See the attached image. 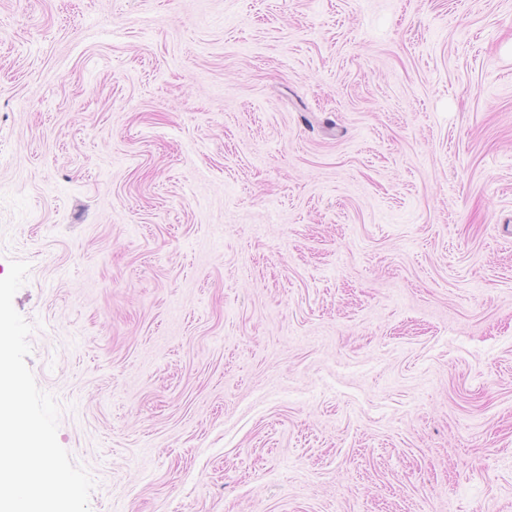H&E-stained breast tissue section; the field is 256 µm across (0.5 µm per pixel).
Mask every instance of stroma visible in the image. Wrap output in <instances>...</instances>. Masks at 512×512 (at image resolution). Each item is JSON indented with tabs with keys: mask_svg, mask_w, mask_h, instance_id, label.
Masks as SVG:
<instances>
[{
	"mask_svg": "<svg viewBox=\"0 0 512 512\" xmlns=\"http://www.w3.org/2000/svg\"><path fill=\"white\" fill-rule=\"evenodd\" d=\"M91 512H512V0H0V277Z\"/></svg>",
	"mask_w": 512,
	"mask_h": 512,
	"instance_id": "obj_1",
	"label": "stroma"
}]
</instances>
